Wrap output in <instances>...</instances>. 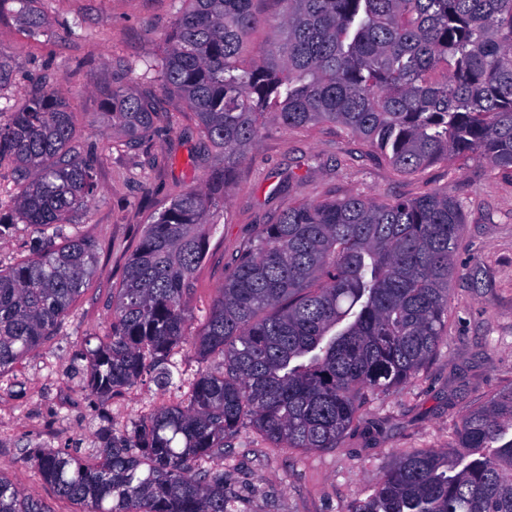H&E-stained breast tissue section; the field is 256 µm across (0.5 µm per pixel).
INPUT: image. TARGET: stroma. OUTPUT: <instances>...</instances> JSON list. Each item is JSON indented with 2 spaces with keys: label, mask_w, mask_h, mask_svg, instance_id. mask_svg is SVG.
<instances>
[{
  "label": "stroma",
  "mask_w": 512,
  "mask_h": 512,
  "mask_svg": "<svg viewBox=\"0 0 512 512\" xmlns=\"http://www.w3.org/2000/svg\"><path fill=\"white\" fill-rule=\"evenodd\" d=\"M34 7L47 22L36 40L24 34L18 0H0V60L9 70L0 98L10 104L0 124L33 93L59 91L69 101L78 130L73 155L97 156L99 188L64 231L93 240L97 263L56 335L0 375V474L52 512H79L24 457L32 448L89 455L103 447L102 430L124 434L134 422L186 400L204 364L182 349L174 356L181 376L170 388L146 378L110 399H95L85 389L86 340L106 333L112 293L146 224L172 197L203 185L212 160L201 154L180 98L137 68L161 51L174 16L171 0H35ZM75 19L84 29L77 38L67 31ZM123 62L133 67L124 76ZM120 76L150 91L169 114L133 146L113 131L105 112L104 91ZM444 190L462 203L466 221L454 255L448 335L438 355L394 393L365 394L339 448H283L243 426L231 447L207 463L223 474L242 512H350L400 454L448 447L467 410L512 384V172L473 157L409 175L338 128L264 124L256 149L232 177L226 212L196 274L195 323L209 314L232 257L288 204L351 192L390 202Z\"/></svg>",
  "instance_id": "1"
}]
</instances>
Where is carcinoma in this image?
<instances>
[{
  "instance_id": "carcinoma-1",
  "label": "carcinoma",
  "mask_w": 512,
  "mask_h": 512,
  "mask_svg": "<svg viewBox=\"0 0 512 512\" xmlns=\"http://www.w3.org/2000/svg\"><path fill=\"white\" fill-rule=\"evenodd\" d=\"M161 54L142 61L195 119L213 155L205 186L153 217L112 293L107 333L87 349L100 400L143 375L165 388L173 351L201 371L187 402L160 409L89 462L33 449L27 462L80 512H238L206 464L248 424L285 448H337L365 392L388 394L436 356L464 232L446 191L391 203L349 195L291 203L232 258L196 333L190 296L224 190L268 120L338 125L396 170L479 156L512 170V0H278L265 53L246 64L254 0H181ZM25 34L44 33L27 11ZM112 126L134 145L165 121L154 98L112 87ZM69 102L32 96L0 125V160L27 179L19 218L33 256L0 269V373L53 336L84 292L96 244L46 235L97 194V159L71 158ZM0 512H51L0 475ZM350 512H512V386L464 414L454 443L400 455Z\"/></svg>"
}]
</instances>
